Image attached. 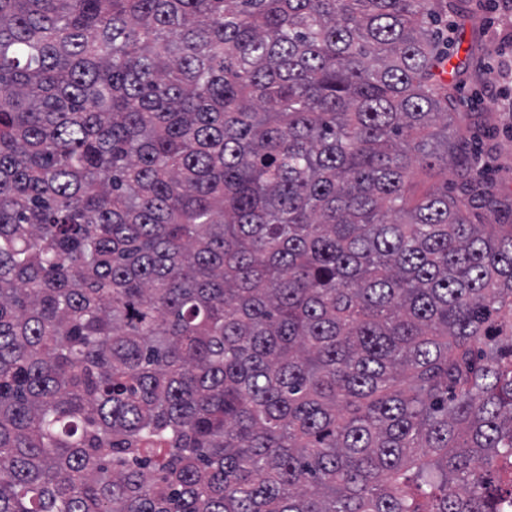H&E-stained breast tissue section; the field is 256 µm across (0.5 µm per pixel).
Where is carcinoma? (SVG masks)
Returning <instances> with one entry per match:
<instances>
[{
  "label": "carcinoma",
  "instance_id": "carcinoma-1",
  "mask_svg": "<svg viewBox=\"0 0 512 512\" xmlns=\"http://www.w3.org/2000/svg\"><path fill=\"white\" fill-rule=\"evenodd\" d=\"M441 10L0 0V512H512Z\"/></svg>",
  "mask_w": 512,
  "mask_h": 512
}]
</instances>
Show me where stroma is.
<instances>
[{
    "instance_id": "obj_1",
    "label": "stroma",
    "mask_w": 512,
    "mask_h": 512,
    "mask_svg": "<svg viewBox=\"0 0 512 512\" xmlns=\"http://www.w3.org/2000/svg\"><path fill=\"white\" fill-rule=\"evenodd\" d=\"M459 7L475 14V22L459 24L457 12L450 11L434 22L435 28L451 31L452 63H469L454 122L463 128L474 175L491 183L499 196L512 199V23L503 17V0H461ZM469 112L484 113L483 126L467 127Z\"/></svg>"
}]
</instances>
